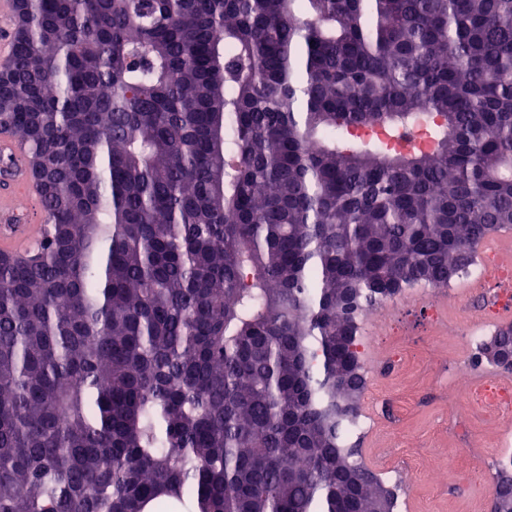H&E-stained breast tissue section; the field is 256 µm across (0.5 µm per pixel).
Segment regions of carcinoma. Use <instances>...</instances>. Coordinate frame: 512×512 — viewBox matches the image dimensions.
Masks as SVG:
<instances>
[{
    "label": "carcinoma",
    "instance_id": "1",
    "mask_svg": "<svg viewBox=\"0 0 512 512\" xmlns=\"http://www.w3.org/2000/svg\"><path fill=\"white\" fill-rule=\"evenodd\" d=\"M13 40L46 230L0 252V512H394L361 316L512 229V0H25Z\"/></svg>",
    "mask_w": 512,
    "mask_h": 512
}]
</instances>
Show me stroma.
<instances>
[{"label":"stroma","instance_id":"obj_1","mask_svg":"<svg viewBox=\"0 0 512 512\" xmlns=\"http://www.w3.org/2000/svg\"><path fill=\"white\" fill-rule=\"evenodd\" d=\"M497 286L489 276L478 285L463 277L443 295L413 288L387 302L411 328L376 348L386 367L367 377L361 410L375 419L358 442L360 459L371 470L384 461L406 466L405 478L395 485L402 512H490L488 491L472 476L512 448V418L467 406L473 430L462 442L448 406L458 360H465L476 383L492 371L476 364V348L465 343L460 304L480 305Z\"/></svg>","mask_w":512,"mask_h":512}]
</instances>
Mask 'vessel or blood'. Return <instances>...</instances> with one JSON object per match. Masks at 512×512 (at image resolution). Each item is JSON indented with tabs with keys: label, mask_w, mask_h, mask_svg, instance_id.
<instances>
[{
	"label": "vessel or blood",
	"mask_w": 512,
	"mask_h": 512,
	"mask_svg": "<svg viewBox=\"0 0 512 512\" xmlns=\"http://www.w3.org/2000/svg\"><path fill=\"white\" fill-rule=\"evenodd\" d=\"M14 14L11 0H0V60H8L14 52L11 32ZM24 145L8 134L0 133V157L10 164V176L0 187V249L16 255H27L41 237L44 227L37 224L29 206L39 198L36 183L25 165ZM488 249L497 255L493 276L512 269V233L501 231L486 239Z\"/></svg>",
	"instance_id": "1"
}]
</instances>
